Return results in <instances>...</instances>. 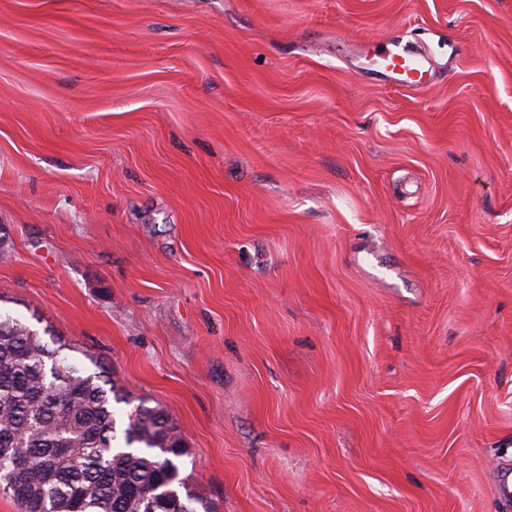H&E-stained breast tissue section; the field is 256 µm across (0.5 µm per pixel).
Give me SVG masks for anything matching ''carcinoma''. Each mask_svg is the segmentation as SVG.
Listing matches in <instances>:
<instances>
[{"mask_svg": "<svg viewBox=\"0 0 512 512\" xmlns=\"http://www.w3.org/2000/svg\"><path fill=\"white\" fill-rule=\"evenodd\" d=\"M0 314V486L19 512H218L176 459L177 425L102 365L85 374L52 336ZM131 406L118 429L113 404Z\"/></svg>", "mask_w": 512, "mask_h": 512, "instance_id": "cac0c4a2", "label": "carcinoma"}]
</instances>
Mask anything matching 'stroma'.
<instances>
[{"instance_id":"1","label":"stroma","mask_w":512,"mask_h":512,"mask_svg":"<svg viewBox=\"0 0 512 512\" xmlns=\"http://www.w3.org/2000/svg\"><path fill=\"white\" fill-rule=\"evenodd\" d=\"M0 296L220 512H512V0H0ZM387 46L376 54L378 62L383 67L386 76L398 87L426 88L429 79L428 60L421 54H405Z\"/></svg>"}]
</instances>
